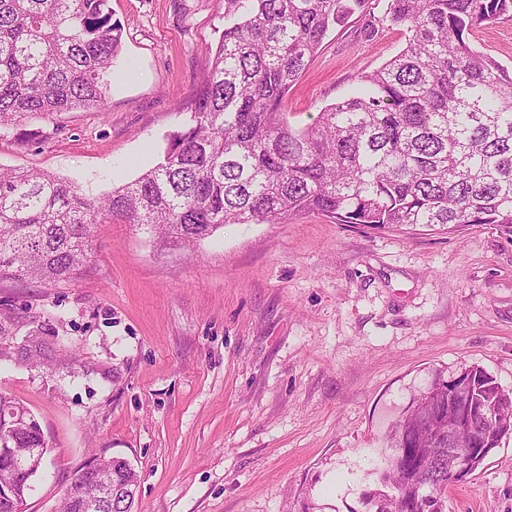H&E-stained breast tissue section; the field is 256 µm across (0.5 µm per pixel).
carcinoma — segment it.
<instances>
[{
    "label": "carcinoma",
    "mask_w": 512,
    "mask_h": 512,
    "mask_svg": "<svg viewBox=\"0 0 512 512\" xmlns=\"http://www.w3.org/2000/svg\"><path fill=\"white\" fill-rule=\"evenodd\" d=\"M109 0H0V126L25 114L105 107L121 25ZM224 29L197 84L191 122L162 160L102 197L44 172L0 171V280L66 282L86 264L107 217L147 227L174 246L226 224H285L318 214L372 229L492 225L512 237V69L471 46L512 0H389L404 48L361 77L363 89L296 128L283 102L334 26L367 0H220ZM38 330L0 360L54 361ZM471 395L498 420L473 423L496 448L512 434V392L484 368L462 369ZM448 381L413 400L391 435L390 493H365L375 512H447ZM47 448L30 410L0 393V512H21L31 472L12 454ZM98 497L72 481L62 512H132L133 468L98 461ZM122 486L128 493H112Z\"/></svg>",
    "instance_id": "1"
}]
</instances>
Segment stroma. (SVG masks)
<instances>
[{
	"label": "stroma",
	"instance_id": "1",
	"mask_svg": "<svg viewBox=\"0 0 512 512\" xmlns=\"http://www.w3.org/2000/svg\"><path fill=\"white\" fill-rule=\"evenodd\" d=\"M388 0L329 33L286 98L302 127L405 45ZM123 29L104 109L25 115L0 166L97 197L163 156L224 27L218 0H110ZM474 48L512 67V17ZM44 326L74 367L0 361L48 444L23 512H58L83 465L126 458L134 512H368L387 436L435 378L478 365L512 391V240L302 215L231 224L190 251L113 218L56 285L0 280V336ZM512 512V435L448 495Z\"/></svg>",
	"mask_w": 512,
	"mask_h": 512
}]
</instances>
